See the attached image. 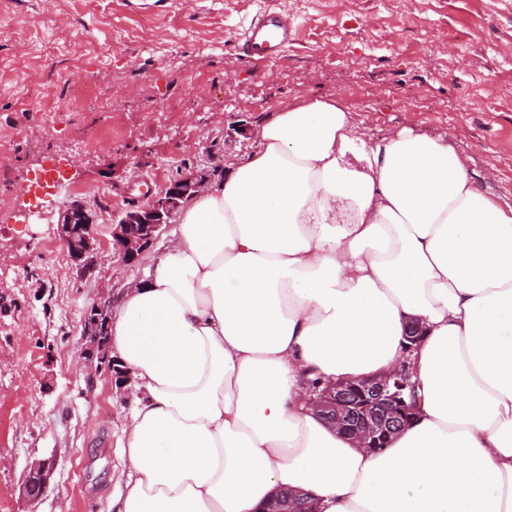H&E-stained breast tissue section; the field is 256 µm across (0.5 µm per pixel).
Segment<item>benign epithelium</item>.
I'll use <instances>...</instances> for the list:
<instances>
[{"mask_svg": "<svg viewBox=\"0 0 512 512\" xmlns=\"http://www.w3.org/2000/svg\"><path fill=\"white\" fill-rule=\"evenodd\" d=\"M208 184L204 174H190L170 181L146 204L133 206L113 220L112 237L126 262L137 260L153 243L159 229L189 199ZM58 238L70 260L83 268L93 264L96 250V217L81 200L67 201L60 212ZM112 300L92 307L84 323L79 356L84 363H98L108 371L115 364L109 355L108 328ZM418 320L404 324L406 352L424 340ZM416 372L407 360L386 372L348 376L309 388L308 405L324 424L352 441L357 448L376 452L403 432L416 417ZM53 465L49 460L32 464L26 474L24 492L34 501L50 485ZM270 512H319L315 499L285 491Z\"/></svg>", "mask_w": 512, "mask_h": 512, "instance_id": "7a95c632", "label": "benign epithelium"}]
</instances>
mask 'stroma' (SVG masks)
Listing matches in <instances>:
<instances>
[{
  "mask_svg": "<svg viewBox=\"0 0 512 512\" xmlns=\"http://www.w3.org/2000/svg\"><path fill=\"white\" fill-rule=\"evenodd\" d=\"M262 5L292 15L297 34L257 68L238 46ZM302 94L336 97L373 141L453 129L476 185L512 202V0H0V135L13 138L0 198L11 305L0 312V512H113L130 388L71 354L87 311L147 279L178 223L128 264L112 217L184 174L223 181L258 127ZM92 95L119 103L123 131L85 151L78 138L105 123ZM168 106L175 120L158 122ZM55 171L99 191L84 198L97 224L92 273L60 255L63 197L28 189ZM43 459L51 489L31 506L21 479Z\"/></svg>",
  "mask_w": 512,
  "mask_h": 512,
  "instance_id": "obj_1",
  "label": "stroma"
}]
</instances>
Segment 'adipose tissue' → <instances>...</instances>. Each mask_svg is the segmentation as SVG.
I'll list each match as a JSON object with an SVG mask.
<instances>
[{"label":"adipose tissue","instance_id":"ef3b65f1","mask_svg":"<svg viewBox=\"0 0 512 512\" xmlns=\"http://www.w3.org/2000/svg\"><path fill=\"white\" fill-rule=\"evenodd\" d=\"M411 357L416 422L371 453L306 407L310 380ZM110 343L133 376L116 512H512V204L450 133L358 135L332 97L276 112L180 215ZM270 512H319L315 499L299 492L285 491Z\"/></svg>","mask_w":512,"mask_h":512}]
</instances>
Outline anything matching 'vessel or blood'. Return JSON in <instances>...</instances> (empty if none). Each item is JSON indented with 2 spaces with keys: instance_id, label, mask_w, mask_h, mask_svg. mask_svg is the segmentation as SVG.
Returning <instances> with one entry per match:
<instances>
[{
  "instance_id": "vessel-or-blood-1",
  "label": "vessel or blood",
  "mask_w": 512,
  "mask_h": 512,
  "mask_svg": "<svg viewBox=\"0 0 512 512\" xmlns=\"http://www.w3.org/2000/svg\"><path fill=\"white\" fill-rule=\"evenodd\" d=\"M294 35V24L287 13L262 8L246 30L240 50L248 62L264 66L284 51Z\"/></svg>"
}]
</instances>
